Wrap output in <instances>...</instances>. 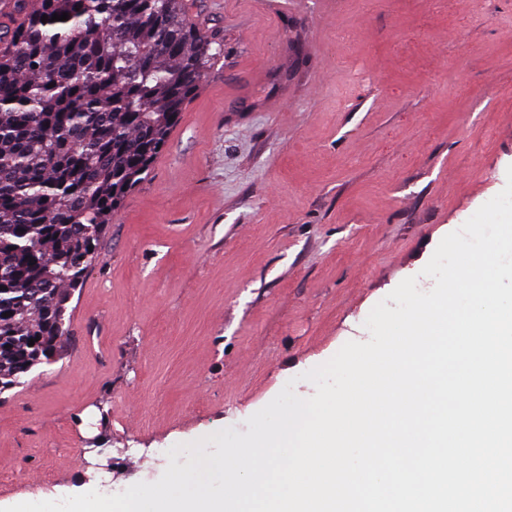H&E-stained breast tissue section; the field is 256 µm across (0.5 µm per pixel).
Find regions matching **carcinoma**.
I'll list each match as a JSON object with an SVG mask.
<instances>
[{
	"instance_id": "carcinoma-1",
	"label": "carcinoma",
	"mask_w": 512,
	"mask_h": 512,
	"mask_svg": "<svg viewBox=\"0 0 512 512\" xmlns=\"http://www.w3.org/2000/svg\"><path fill=\"white\" fill-rule=\"evenodd\" d=\"M188 9L13 0L25 23L0 31V394L60 351L114 213L222 55Z\"/></svg>"
}]
</instances>
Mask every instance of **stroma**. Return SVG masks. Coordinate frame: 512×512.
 <instances>
[{"label":"stroma","mask_w":512,"mask_h":512,"mask_svg":"<svg viewBox=\"0 0 512 512\" xmlns=\"http://www.w3.org/2000/svg\"><path fill=\"white\" fill-rule=\"evenodd\" d=\"M224 56L133 189L60 357L0 394V503L160 479L349 341L512 166V0H191ZM109 441L86 455L88 441Z\"/></svg>","instance_id":"obj_1"}]
</instances>
